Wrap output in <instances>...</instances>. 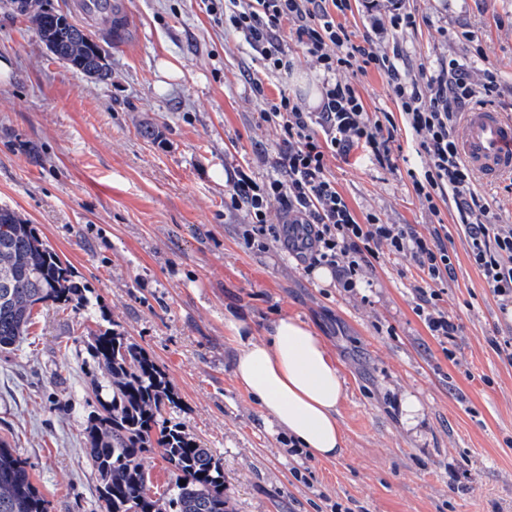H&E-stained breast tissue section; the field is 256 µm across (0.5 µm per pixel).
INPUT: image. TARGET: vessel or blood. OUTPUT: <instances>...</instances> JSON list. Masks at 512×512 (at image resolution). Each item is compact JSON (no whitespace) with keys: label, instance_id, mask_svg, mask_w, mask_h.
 I'll return each instance as SVG.
<instances>
[{"label":"vessel or blood","instance_id":"b4317fda","mask_svg":"<svg viewBox=\"0 0 512 512\" xmlns=\"http://www.w3.org/2000/svg\"><path fill=\"white\" fill-rule=\"evenodd\" d=\"M461 150L469 165L486 181L512 179V117L490 107L464 114Z\"/></svg>","mask_w":512,"mask_h":512}]
</instances>
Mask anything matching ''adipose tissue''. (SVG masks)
I'll return each mask as SVG.
<instances>
[{"mask_svg": "<svg viewBox=\"0 0 512 512\" xmlns=\"http://www.w3.org/2000/svg\"><path fill=\"white\" fill-rule=\"evenodd\" d=\"M224 327L233 349L234 378L266 420L313 458L340 456L345 437L339 406L345 381L315 330L291 316L271 321L262 341L235 316H228Z\"/></svg>", "mask_w": 512, "mask_h": 512, "instance_id": "ef3b65f1", "label": "adipose tissue"}]
</instances>
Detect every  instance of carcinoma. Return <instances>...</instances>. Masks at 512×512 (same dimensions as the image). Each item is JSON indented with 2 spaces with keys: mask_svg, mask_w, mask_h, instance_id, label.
<instances>
[{
  "mask_svg": "<svg viewBox=\"0 0 512 512\" xmlns=\"http://www.w3.org/2000/svg\"><path fill=\"white\" fill-rule=\"evenodd\" d=\"M40 40L57 59L90 75L89 62L98 61L112 79L109 52L93 46L90 53H70L77 26L40 10L32 15ZM18 255L9 288L0 287V349H8L27 334L34 310H77L87 307L86 286L67 262L39 237L36 228L8 207H0V264ZM88 349L94 368L109 380L93 386L100 409L84 429L91 464L100 480L104 512H232L224 494V473L210 449L183 427L168 423L164 412L177 396L156 362L116 329L89 331ZM161 451L175 474L166 495H151L146 454ZM186 484H180V481ZM0 512H49V502L33 484L26 466L0 440Z\"/></svg>",
  "mask_w": 512,
  "mask_h": 512,
  "instance_id": "obj_1",
  "label": "carcinoma"
}]
</instances>
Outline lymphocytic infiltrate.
I'll return each instance as SVG.
<instances>
[{
    "instance_id": "f902f5d3",
    "label": "lymphocytic infiltrate",
    "mask_w": 512,
    "mask_h": 512,
    "mask_svg": "<svg viewBox=\"0 0 512 512\" xmlns=\"http://www.w3.org/2000/svg\"><path fill=\"white\" fill-rule=\"evenodd\" d=\"M208 15L256 52L265 72L289 74L300 46L323 74L316 111L286 92L267 97L261 77L249 78L260 101V124L275 130L280 147L272 171L256 178L244 169L228 174L224 197L245 213L241 246L266 252L280 244L305 273L328 268L341 293L373 286L374 272L387 255L412 262L424 275L415 287L414 312L430 335L454 339L458 325L444 306L442 285L454 271L448 227L439 204L448 201L467 242L471 264L501 311L512 309V224L504 222L476 188V176L459 148L456 129L464 109L489 102L498 76L483 70L474 80L471 65L449 59L437 73L405 78L396 60L370 36L352 40L339 15L350 0H201ZM383 73L397 113L370 114L354 84L337 80L343 70ZM416 138L423 162L408 176L433 221L425 230L387 224L373 212L356 214L328 175V161L362 150L379 166L396 168L402 155L398 128Z\"/></svg>"
}]
</instances>
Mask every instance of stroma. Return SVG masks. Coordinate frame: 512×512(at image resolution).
I'll list each match as a JSON object with an SVG mask.
<instances>
[{
	"instance_id": "1",
	"label": "stroma",
	"mask_w": 512,
	"mask_h": 512,
	"mask_svg": "<svg viewBox=\"0 0 512 512\" xmlns=\"http://www.w3.org/2000/svg\"><path fill=\"white\" fill-rule=\"evenodd\" d=\"M132 20L112 46L104 84L54 59L35 26L0 5V206L33 224L87 288V309L36 315L17 347L0 351V438L26 462L50 512H101L100 477L83 430L92 392L88 328L118 325L179 398L166 417L209 448L233 512H512V336L484 280L453 235L445 289L459 326L448 360L415 315L419 271L386 256L368 302L308 279L287 253L239 245L243 212L224 206L226 174L265 177L279 138L257 126L246 80L262 65L209 17L200 0H121ZM418 16L390 33L407 77L455 58L499 76L493 108L512 114V0H354L342 22L372 33L393 10ZM182 72L166 91L157 64ZM368 112H393L384 76L354 73ZM405 160L389 170L361 152L330 161L355 213L428 224L408 169L421 159L405 131ZM237 309L255 339L277 315L300 317L346 380L344 452L290 454L232 373L224 316ZM421 406L403 422L406 397Z\"/></svg>"
}]
</instances>
